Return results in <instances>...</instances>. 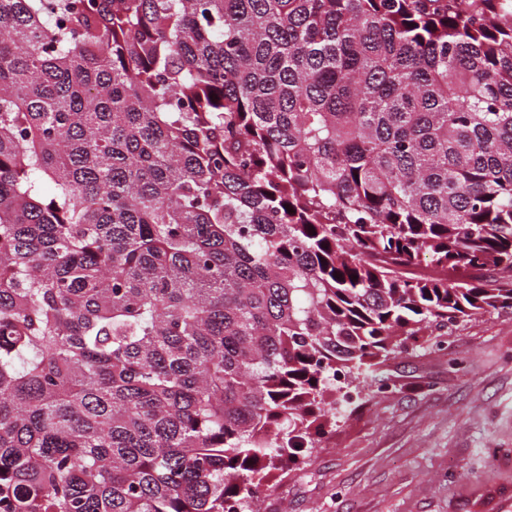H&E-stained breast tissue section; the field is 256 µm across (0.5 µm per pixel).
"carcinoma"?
<instances>
[{
    "mask_svg": "<svg viewBox=\"0 0 512 512\" xmlns=\"http://www.w3.org/2000/svg\"><path fill=\"white\" fill-rule=\"evenodd\" d=\"M504 310L512 0H0V512H234Z\"/></svg>",
    "mask_w": 512,
    "mask_h": 512,
    "instance_id": "carcinoma-1",
    "label": "carcinoma"
}]
</instances>
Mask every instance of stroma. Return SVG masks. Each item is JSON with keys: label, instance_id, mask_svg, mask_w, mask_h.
Returning <instances> with one entry per match:
<instances>
[{"label": "stroma", "instance_id": "stroma-1", "mask_svg": "<svg viewBox=\"0 0 512 512\" xmlns=\"http://www.w3.org/2000/svg\"><path fill=\"white\" fill-rule=\"evenodd\" d=\"M447 340L353 370L357 397L259 512H471L512 490V314L449 326Z\"/></svg>", "mask_w": 512, "mask_h": 512}]
</instances>
